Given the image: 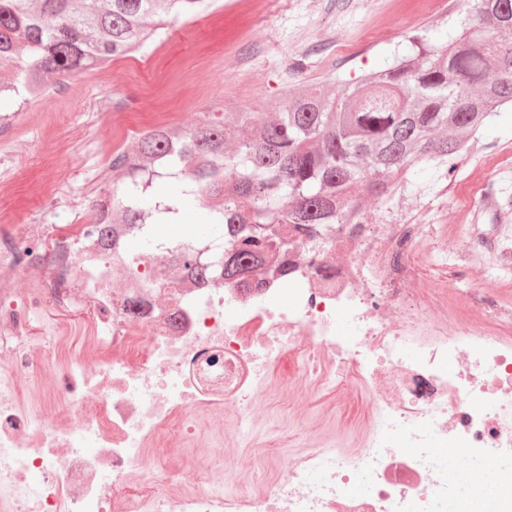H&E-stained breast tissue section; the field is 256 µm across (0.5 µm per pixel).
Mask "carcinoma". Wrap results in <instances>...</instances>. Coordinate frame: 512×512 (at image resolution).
Here are the masks:
<instances>
[{"mask_svg":"<svg viewBox=\"0 0 512 512\" xmlns=\"http://www.w3.org/2000/svg\"><path fill=\"white\" fill-rule=\"evenodd\" d=\"M208 0H0V93L45 89L143 48L163 18L191 19ZM512 104V0H473L452 41L418 38L410 56L336 95L297 88L265 112L202 119L190 130L162 127L112 155V199L97 224L155 231L194 199L209 209L206 234L223 270L188 251L174 262L202 278L249 286L265 266L288 276V247L328 224H370L362 204L418 189L415 168L446 178L487 116Z\"/></svg>","mask_w":512,"mask_h":512,"instance_id":"carcinoma-1","label":"carcinoma"}]
</instances>
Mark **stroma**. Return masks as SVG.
<instances>
[{
    "label": "stroma",
    "mask_w": 512,
    "mask_h": 512,
    "mask_svg": "<svg viewBox=\"0 0 512 512\" xmlns=\"http://www.w3.org/2000/svg\"><path fill=\"white\" fill-rule=\"evenodd\" d=\"M267 0H212L190 20L164 26L134 56L113 61L108 71L88 70L69 79L65 91L0 101V212L40 210L47 224H69L88 213L106 187L112 155L141 130L167 123L192 128L208 112H261L298 86L333 76L357 84L412 52V40L453 36L467 0H288L287 8L254 24ZM255 58L253 72L241 61ZM306 67L297 71L294 58ZM140 95L136 126H106L102 112ZM27 157L19 165V157ZM416 192L398 191L385 205H364L375 221L440 224L436 250L447 252L449 288L491 292L499 271L489 250L512 243V108L502 107L480 130L474 148L449 177L424 170ZM484 228L468 241L464 225ZM285 416L266 431H302L307 417L327 415L346 433L363 417L364 397L349 391L303 403L294 390Z\"/></svg>",
    "instance_id": "obj_1"
}]
</instances>
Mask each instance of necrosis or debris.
Wrapping results in <instances>:
<instances>
[{
  "mask_svg": "<svg viewBox=\"0 0 512 512\" xmlns=\"http://www.w3.org/2000/svg\"><path fill=\"white\" fill-rule=\"evenodd\" d=\"M138 232L0 225V512H448L449 481L483 493L472 464L512 459V302L472 297L477 329L425 297L437 225L338 224L245 288L171 263L200 236L128 252ZM69 299L82 316L37 324ZM287 361L306 396L366 401L345 446L307 434L284 469L253 404ZM205 438L222 480L187 454Z\"/></svg>",
  "mask_w": 512,
  "mask_h": 512,
  "instance_id": "obj_1",
  "label": "necrosis or debris"
}]
</instances>
